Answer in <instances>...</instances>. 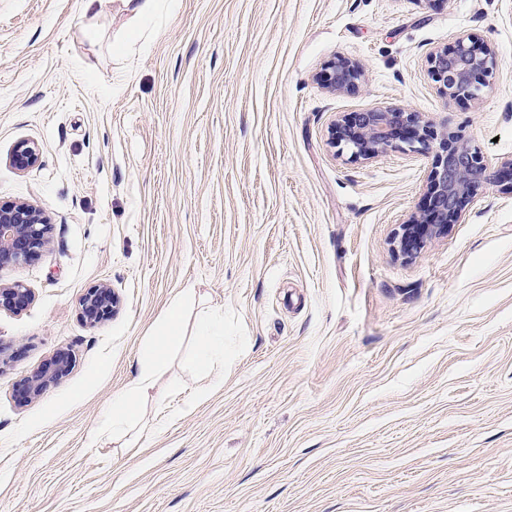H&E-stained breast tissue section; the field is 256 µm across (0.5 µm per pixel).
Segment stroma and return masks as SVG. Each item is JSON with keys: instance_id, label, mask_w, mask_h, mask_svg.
Returning a JSON list of instances; mask_svg holds the SVG:
<instances>
[{"instance_id": "35a3bbf8", "label": "stroma", "mask_w": 512, "mask_h": 512, "mask_svg": "<svg viewBox=\"0 0 512 512\" xmlns=\"http://www.w3.org/2000/svg\"><path fill=\"white\" fill-rule=\"evenodd\" d=\"M130 22L0 0V204L52 224L0 269L34 295L0 311V512H512V192L406 260L431 155L356 161L329 135L400 106L512 156V0H156L126 46ZM462 33L499 61L470 102L428 72ZM337 56L357 87L322 86ZM100 283L119 304L90 328ZM187 288L224 314L223 382L200 395L185 336L140 437L96 438ZM61 351L68 377L19 404ZM116 305L112 288L105 283L98 284L83 294L80 300L81 318L89 327H96L112 317Z\"/></svg>"}]
</instances>
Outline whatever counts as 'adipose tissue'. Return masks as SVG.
Masks as SVG:
<instances>
[{
  "mask_svg": "<svg viewBox=\"0 0 512 512\" xmlns=\"http://www.w3.org/2000/svg\"><path fill=\"white\" fill-rule=\"evenodd\" d=\"M194 300L193 291H185L172 301L155 330L146 338L138 360L135 379L112 400V414L102 433L132 431L140 424V402L155 384V377L166 355L182 341L185 315ZM196 363L205 378L219 384L224 378V317L217 313L201 316L196 323Z\"/></svg>",
  "mask_w": 512,
  "mask_h": 512,
  "instance_id": "adipose-tissue-1",
  "label": "adipose tissue"
}]
</instances>
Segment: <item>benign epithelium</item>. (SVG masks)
Here are the masks:
<instances>
[{
  "instance_id": "benign-epithelium-1",
  "label": "benign epithelium",
  "mask_w": 512,
  "mask_h": 512,
  "mask_svg": "<svg viewBox=\"0 0 512 512\" xmlns=\"http://www.w3.org/2000/svg\"><path fill=\"white\" fill-rule=\"evenodd\" d=\"M427 62L439 91L462 101L478 99L498 68V60L484 40L471 33L458 36L449 49L430 52ZM361 79V71L344 57L330 61L324 75V83L332 91L346 90ZM403 133L412 151L434 154L427 180V214L401 225L396 237L397 251L410 257L425 238L444 235L452 226L465 223L481 189L504 182L512 189V158L494 169L480 150L456 132L441 134L420 113L399 106L357 112L335 120L331 127L332 143L350 157L364 161L378 157ZM37 160L35 145L22 142L16 146V166L25 168ZM50 229L43 211L33 204L0 205V269L29 262L48 243ZM31 300L30 289L20 284L0 285V310L17 311ZM116 305L112 288L98 284L83 294L81 318L86 325L96 327L112 317ZM71 364L72 355L63 352L25 376L17 388L19 400L25 403L41 397L63 381Z\"/></svg>"
}]
</instances>
